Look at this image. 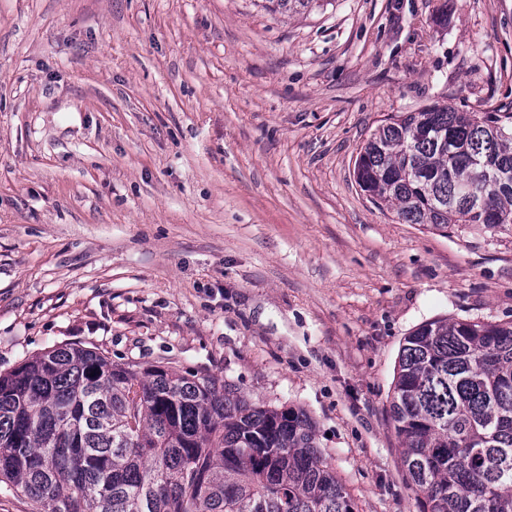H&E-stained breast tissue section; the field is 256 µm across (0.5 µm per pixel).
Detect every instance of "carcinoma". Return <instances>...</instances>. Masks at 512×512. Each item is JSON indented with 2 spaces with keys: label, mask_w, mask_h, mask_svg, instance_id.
<instances>
[{
  "label": "carcinoma",
  "mask_w": 512,
  "mask_h": 512,
  "mask_svg": "<svg viewBox=\"0 0 512 512\" xmlns=\"http://www.w3.org/2000/svg\"><path fill=\"white\" fill-rule=\"evenodd\" d=\"M354 176L407 224L512 235V127L494 115L430 105L391 118ZM470 189L480 204L464 202ZM391 420L418 512H512V321L416 326ZM0 482L33 512H356L302 408L79 345L0 374Z\"/></svg>",
  "instance_id": "carcinoma-1"
}]
</instances>
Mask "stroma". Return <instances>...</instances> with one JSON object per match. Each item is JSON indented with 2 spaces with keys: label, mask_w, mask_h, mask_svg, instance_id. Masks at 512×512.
Wrapping results in <instances>:
<instances>
[{
  "label": "stroma",
  "mask_w": 512,
  "mask_h": 512,
  "mask_svg": "<svg viewBox=\"0 0 512 512\" xmlns=\"http://www.w3.org/2000/svg\"><path fill=\"white\" fill-rule=\"evenodd\" d=\"M512 116V0H0V373L65 344L299 406L358 512H418L405 336L512 320V235L355 181L386 119ZM319 0H265L263 6L272 13L280 14H305L315 7H320Z\"/></svg>",
  "instance_id": "1"
}]
</instances>
